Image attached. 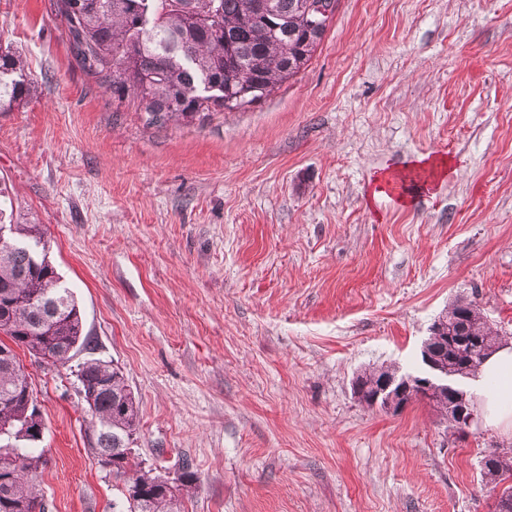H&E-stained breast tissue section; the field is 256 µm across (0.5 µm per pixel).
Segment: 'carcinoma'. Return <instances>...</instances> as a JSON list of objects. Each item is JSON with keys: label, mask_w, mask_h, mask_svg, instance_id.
I'll return each mask as SVG.
<instances>
[{"label": "carcinoma", "mask_w": 512, "mask_h": 512, "mask_svg": "<svg viewBox=\"0 0 512 512\" xmlns=\"http://www.w3.org/2000/svg\"><path fill=\"white\" fill-rule=\"evenodd\" d=\"M321 0H55L71 47L85 72L112 99L129 103L146 123L189 125L207 112L245 109L311 60L325 30L312 27ZM32 81L21 53L0 48V112H9L30 93ZM11 237L0 242V450L11 454L13 480L0 483V512H45L39 477L44 450L19 448L17 442L40 441L44 418L18 369L16 354L53 358L66 365L71 353L90 348L83 335L80 308L48 260L39 224H11ZM462 335L493 333L473 302L448 307ZM448 367L478 368L479 353L448 340ZM78 392L91 413L86 434L97 460L112 462L111 472L124 486L142 492L125 498L126 512H182L179 496L138 469L131 444L139 430V407L123 373L97 358L78 368ZM506 456L490 448L481 459L489 484L509 478Z\"/></svg>", "instance_id": "carcinoma-1"}]
</instances>
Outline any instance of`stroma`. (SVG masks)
Masks as SVG:
<instances>
[{
  "label": "stroma",
  "instance_id": "obj_1",
  "mask_svg": "<svg viewBox=\"0 0 512 512\" xmlns=\"http://www.w3.org/2000/svg\"><path fill=\"white\" fill-rule=\"evenodd\" d=\"M55 0H0L34 92L0 112V182L41 225L94 346L19 358L45 422L47 512H124L87 448L77 368L118 367L142 470L193 473L184 512H494L481 457L415 400L353 382L416 371L429 328L475 301L512 342V0H339L308 66L201 124L155 127L74 55ZM454 174L402 203L376 180ZM454 171L446 158L432 159L423 163H413L407 165L405 170L400 172L399 176L384 174L377 179L378 182L387 185L388 182H399L402 184V190L405 193L416 194L421 191H427L433 186L435 180L439 177L444 178L450 172ZM420 172L422 178L416 177V173Z\"/></svg>",
  "mask_w": 512,
  "mask_h": 512
}]
</instances>
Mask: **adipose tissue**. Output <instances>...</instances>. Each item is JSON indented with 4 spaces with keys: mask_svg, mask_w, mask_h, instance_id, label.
<instances>
[{
    "mask_svg": "<svg viewBox=\"0 0 512 512\" xmlns=\"http://www.w3.org/2000/svg\"><path fill=\"white\" fill-rule=\"evenodd\" d=\"M447 159H433L406 166L399 175H383L381 183L399 182L404 192L416 194L428 190L435 180L447 176ZM474 387L480 397L487 425L512 430V345L504 346L483 364Z\"/></svg>",
    "mask_w": 512,
    "mask_h": 512,
    "instance_id": "adipose-tissue-1",
    "label": "adipose tissue"
}]
</instances>
